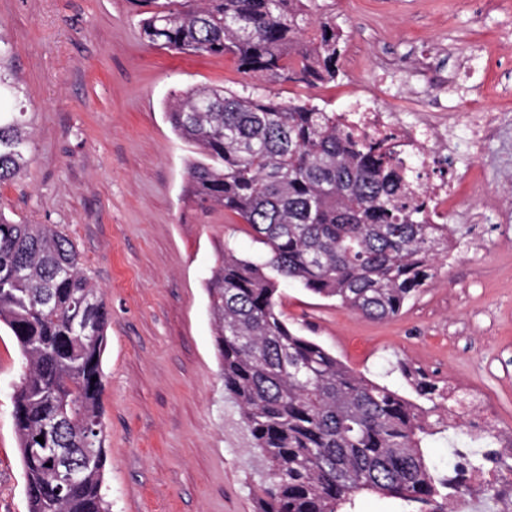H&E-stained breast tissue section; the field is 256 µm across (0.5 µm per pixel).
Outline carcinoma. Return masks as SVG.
Instances as JSON below:
<instances>
[{
	"instance_id": "carcinoma-1",
	"label": "carcinoma",
	"mask_w": 512,
	"mask_h": 512,
	"mask_svg": "<svg viewBox=\"0 0 512 512\" xmlns=\"http://www.w3.org/2000/svg\"><path fill=\"white\" fill-rule=\"evenodd\" d=\"M146 40L179 53L237 60L258 81H336L343 34L317 0H134ZM174 132L198 158L188 196L249 225L265 252L225 247L207 282L224 389L267 463L258 512H339L362 491L411 512H451L457 492L425 452L438 431L405 397L348 369L288 327L278 285L295 281L372 319L396 316L432 277L449 224L429 222L426 201L383 141L343 128L311 102H278L219 87L175 90ZM31 118L21 100L13 43L0 24V184L29 163ZM110 313L56 224L0 214V326L20 348L14 424L29 512H111L102 358ZM43 437L44 442L37 441ZM488 439L465 456L483 466ZM79 484L61 492L48 464Z\"/></svg>"
}]
</instances>
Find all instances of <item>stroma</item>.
I'll list each match as a JSON object with an SVG mask.
<instances>
[{"instance_id":"1","label":"stroma","mask_w":512,"mask_h":512,"mask_svg":"<svg viewBox=\"0 0 512 512\" xmlns=\"http://www.w3.org/2000/svg\"><path fill=\"white\" fill-rule=\"evenodd\" d=\"M346 37L335 82H264L260 94L349 111L356 93L402 112L453 113L464 177L448 210L456 259L387 320L291 282L290 328L352 370L413 395V373L460 382L512 431V0H319ZM34 127L31 162L0 186V214L56 224L111 314L103 356L105 486L112 512H257L265 462L224 390L207 280L249 225L185 195L192 148L172 90L248 78L229 56L148 46L130 0H0ZM497 129L473 142L474 113ZM23 371L0 330V512H28L13 420Z\"/></svg>"}]
</instances>
